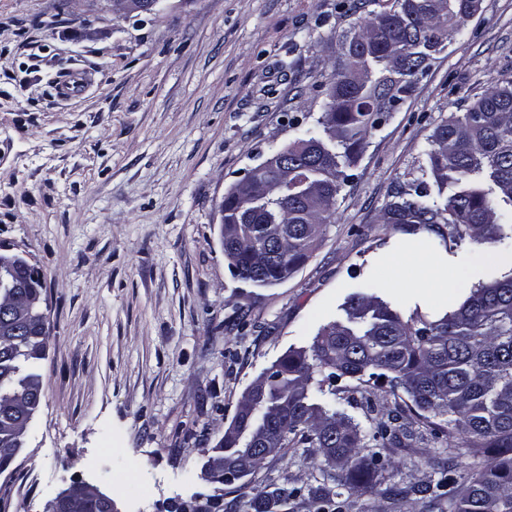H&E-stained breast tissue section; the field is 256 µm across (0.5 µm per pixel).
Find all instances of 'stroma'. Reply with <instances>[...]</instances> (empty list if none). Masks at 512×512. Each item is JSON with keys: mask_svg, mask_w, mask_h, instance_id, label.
I'll use <instances>...</instances> for the list:
<instances>
[{"mask_svg": "<svg viewBox=\"0 0 512 512\" xmlns=\"http://www.w3.org/2000/svg\"><path fill=\"white\" fill-rule=\"evenodd\" d=\"M370 0H158L112 13L109 0H0V252L39 268L52 332L43 394L26 442L0 473V512H45L73 482L118 512H166L207 495L204 452L252 382L285 352L342 320L367 289L401 316L434 319L473 285L512 270L492 245L444 244L382 221L391 191L420 179L433 132L512 80V0H481L370 129L309 258L279 284L233 276L220 204L249 171L315 125L341 36ZM88 72L63 101L54 80ZM355 397L364 428L405 425L412 439L365 442L386 463L373 493L312 500L328 465L289 448L224 487V512L288 482L279 512H452L453 486L482 456L424 424L387 387ZM437 468L425 466L426 458ZM194 480H186V473ZM412 487L404 498L392 487Z\"/></svg>", "mask_w": 512, "mask_h": 512, "instance_id": "35a3bbf8", "label": "stroma"}]
</instances>
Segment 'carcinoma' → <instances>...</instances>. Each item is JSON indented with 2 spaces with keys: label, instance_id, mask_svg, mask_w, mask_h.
Here are the masks:
<instances>
[{
  "label": "carcinoma",
  "instance_id": "obj_1",
  "mask_svg": "<svg viewBox=\"0 0 512 512\" xmlns=\"http://www.w3.org/2000/svg\"><path fill=\"white\" fill-rule=\"evenodd\" d=\"M470 0H392L370 12L367 22L342 35L328 89L336 99L318 119L322 132L307 128L280 153L288 183L282 192L258 190L249 199L224 197V223L237 225L234 245L224 248L233 274L255 287L279 283L284 265L298 267L322 232L368 129L387 104L401 101L413 79L427 67L426 48L456 30L468 16ZM439 150L429 155L438 187L453 192L444 205L430 200L427 183L417 179L392 193L384 223L448 226V240L470 238L512 252V82L478 98L434 131ZM345 321L326 325L307 348L290 349L271 367L264 391L247 414L237 413L224 431L228 460L254 453L249 470L263 461L253 449L262 435L279 432V448L321 449L339 473L332 485L316 489L331 500L335 486L360 493L373 489L363 478L364 459L356 448L367 438L385 439L383 423L367 433L347 413L348 398L336 401L338 377L369 373L392 394L403 392L426 425L462 432L475 455L494 461L460 485L453 512H512V274L480 283L453 311L429 320L415 309L404 320L386 303L352 294ZM50 334L33 324L20 336H0V466L21 448L20 416L36 412L43 389L40 363ZM329 370L316 377V370ZM207 512H224V480L210 482ZM288 482L274 485L243 505V512H273L299 496Z\"/></svg>",
  "mask_w": 512,
  "mask_h": 512
}]
</instances>
